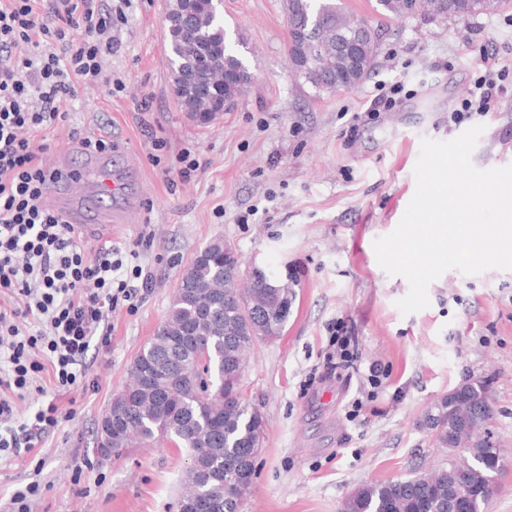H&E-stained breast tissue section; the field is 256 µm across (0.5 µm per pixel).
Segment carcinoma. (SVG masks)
Masks as SVG:
<instances>
[{"label":"carcinoma","instance_id":"1","mask_svg":"<svg viewBox=\"0 0 512 512\" xmlns=\"http://www.w3.org/2000/svg\"><path fill=\"white\" fill-rule=\"evenodd\" d=\"M417 14L434 19H457L491 11L500 0H412ZM405 0H376V11L387 18L405 17ZM292 25L323 33L319 48H305L298 32L289 52L296 53V76L318 91L335 89L336 78L348 69L346 58L336 51V42L351 39L354 18L341 0H286ZM167 62L171 89L181 106L198 123L219 109L218 99L199 90L212 83L224 85V75L237 71L241 81L231 90L241 96L251 83L245 61V42L229 38L224 18L210 0H173L166 31ZM380 34L367 38L358 77L366 79L375 64ZM253 297L264 306L260 317L243 310V297ZM293 291L279 284L264 267L241 269L236 251L217 239L195 256L182 274L165 321L138 351L130 367V380L113 398L110 408L128 407L102 425L113 434L118 448L147 446L174 438L192 448L197 466L186 471L179 501L182 512L190 504L206 500L212 512H240L255 473L254 448L262 433V416L247 404L240 381L247 355L263 339L281 335L291 314ZM191 337L203 343L206 357L195 346L181 343ZM146 366L156 371L146 383ZM484 396L474 390L462 392L456 407L448 410L441 399L425 415L433 443L448 450L451 462L430 474L405 480L364 484L343 501L341 512H448V496L458 486L474 491L469 512H486L493 493L494 474L500 459L486 447V438L474 431L469 455L454 453L458 434L448 433V415L462 414L477 406Z\"/></svg>","mask_w":512,"mask_h":512}]
</instances>
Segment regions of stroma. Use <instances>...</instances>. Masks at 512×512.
<instances>
[{
    "mask_svg": "<svg viewBox=\"0 0 512 512\" xmlns=\"http://www.w3.org/2000/svg\"><path fill=\"white\" fill-rule=\"evenodd\" d=\"M343 3L381 29L380 49L359 86L320 93L291 69L285 0H224L253 81L209 125L170 90L162 0H130L113 16L105 77L79 87L47 158L81 168L79 138L111 133L107 161L121 187L109 197L91 181L82 189L112 224L79 246L91 259L104 244L135 252L153 284L112 313L111 340H93L78 386L57 389L47 370L40 390L18 400L26 414L52 400L70 416L30 451L0 456V512H14L13 493L34 481L30 512H178L191 449L164 440L104 457L97 426L166 319L181 275L217 238L242 265H272L295 291L283 332L256 344L242 374L263 433L241 512H341L360 485L447 465L423 419L472 377L487 383L503 457L489 512H512V270H449L430 285L429 307L405 315L396 302L408 282L387 275L373 247L414 195L422 140L481 124L474 166L512 164V0L448 22L385 18L375 0ZM489 73L498 85L489 111H466ZM110 77L122 90L109 89ZM157 140L166 149L154 151ZM187 150L202 167L185 182L176 156Z\"/></svg>",
    "mask_w": 512,
    "mask_h": 512,
    "instance_id": "35a3bbf8",
    "label": "stroma"
}]
</instances>
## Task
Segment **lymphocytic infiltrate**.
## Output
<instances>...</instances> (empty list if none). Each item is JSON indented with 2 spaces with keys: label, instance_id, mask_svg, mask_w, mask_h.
Returning <instances> with one entry per match:
<instances>
[{
  "label": "lymphocytic infiltrate",
  "instance_id": "lymphocytic-infiltrate-1",
  "mask_svg": "<svg viewBox=\"0 0 512 512\" xmlns=\"http://www.w3.org/2000/svg\"><path fill=\"white\" fill-rule=\"evenodd\" d=\"M112 52V12L103 0H0V389L24 392L43 367L59 389L74 386L107 319L147 291L150 274L101 247L87 260L75 225L49 206L55 171L43 132L65 122L77 81H93ZM43 331L20 329L21 319ZM65 413L48 402L21 416L0 396V453L34 448Z\"/></svg>",
  "mask_w": 512,
  "mask_h": 512
}]
</instances>
